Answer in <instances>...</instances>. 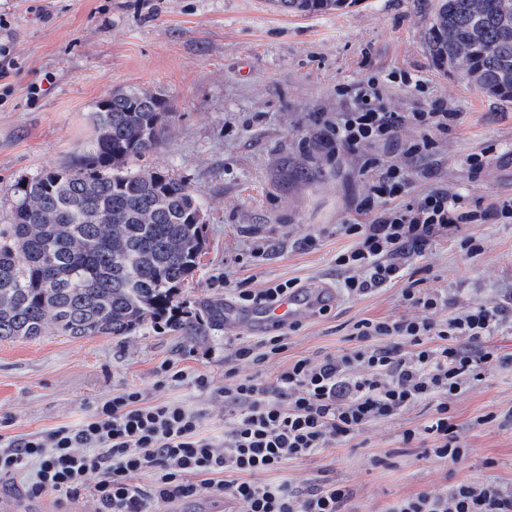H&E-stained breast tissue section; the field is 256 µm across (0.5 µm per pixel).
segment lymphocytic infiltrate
Masks as SVG:
<instances>
[{
	"mask_svg": "<svg viewBox=\"0 0 512 512\" xmlns=\"http://www.w3.org/2000/svg\"><path fill=\"white\" fill-rule=\"evenodd\" d=\"M338 93L348 105L336 116L319 115L318 145L333 163L356 156L368 186L356 205L359 221L343 227L352 244L336 256L347 295L403 279L402 258L425 256L460 225L512 223V198L469 204L438 186L413 196L409 171L383 158L386 150L428 157L456 113L438 102L416 112L392 111L376 76L340 85ZM408 126L417 137L401 139ZM402 297L420 308L421 317L362 319L353 326L349 351L293 360L273 381L238 376L231 365L221 388L196 375V389L235 410L224 423L223 451H216L196 411L176 401H149L127 386L78 427L0 442V475L28 474L25 491L32 497L51 490L70 500L91 492L100 512H150L156 504L205 494L224 496L246 512H348L353 492L346 486L327 483L301 492L254 476L350 443L372 424L397 419L423 401L432 412L422 430L404 432L403 443L425 435L433 441L426 456L459 464L468 451L457 442L451 403L485 371L512 359L493 343L512 332V306L489 302L451 313L437 288L407 287ZM145 472L152 482L144 487L135 478ZM387 512H512V487L461 481L438 493L402 497Z\"/></svg>",
	"mask_w": 512,
	"mask_h": 512,
	"instance_id": "1",
	"label": "lymphocytic infiltrate"
}]
</instances>
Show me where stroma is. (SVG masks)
Listing matches in <instances>:
<instances>
[{
	"label": "stroma",
	"mask_w": 512,
	"mask_h": 512,
	"mask_svg": "<svg viewBox=\"0 0 512 512\" xmlns=\"http://www.w3.org/2000/svg\"><path fill=\"white\" fill-rule=\"evenodd\" d=\"M0 0L11 23L19 68L0 98V224L7 223L18 182L71 162L93 133L98 102L130 87L161 91L175 106L164 142L146 166L187 182L207 214V250L182 293L183 300L231 298V285L263 288L295 281L336 289L323 313L303 314L288 329L287 350L262 363L241 361L239 375L273 379L289 361L348 351L353 325L365 318L412 316L400 284L362 296L340 292L335 259L350 238L338 227L356 216L367 191L355 156L326 161L316 146L320 113L346 102L340 84L375 70H406L427 82L419 93L397 83L383 88L394 111L413 112L435 99L458 115L434 155L405 164L414 191L434 186L472 201L512 197V104L485 96L437 67L426 34L430 0H357L333 14L300 16L274 0ZM496 151L479 178L466 158L486 146ZM473 237L483 251L465 256L455 239ZM425 257H409L406 281L444 288L456 309L491 301L512 303V223L464 224ZM267 255L255 257L257 245ZM249 329L205 340L153 326L121 337L72 338L46 326L32 340L0 342V436L40 434L77 425L102 399L131 386L153 401L178 400L198 410L204 429L224 433L231 410L198 391L191 376L224 385V363L237 344L258 343ZM174 363L189 379L158 386L155 370ZM431 412L422 402L392 421L369 427L348 444L325 448L276 473L305 491L325 481L353 490L350 512H387L400 498L437 492L463 480L496 479L512 486V362L485 372L458 396L452 412L467 458L446 466L425 457L430 441L404 444ZM22 477H0V504L32 512H97L87 494L60 505L52 491L32 498Z\"/></svg>",
	"instance_id": "stroma-1"
}]
</instances>
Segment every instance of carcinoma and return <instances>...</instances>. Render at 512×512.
I'll return each instance as SVG.
<instances>
[{
  "label": "carcinoma",
  "mask_w": 512,
  "mask_h": 512,
  "mask_svg": "<svg viewBox=\"0 0 512 512\" xmlns=\"http://www.w3.org/2000/svg\"><path fill=\"white\" fill-rule=\"evenodd\" d=\"M326 14L356 0H275ZM427 45L435 64L481 94L512 102V0H433ZM160 92L102 100L94 134L68 165L19 185L0 224V342L129 336L151 323L178 335L224 331V300H180L207 248L205 213L188 184L135 162L172 121Z\"/></svg>",
  "instance_id": "carcinoma-1"
}]
</instances>
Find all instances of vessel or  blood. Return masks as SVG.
I'll return each mask as SVG.
<instances>
[{
	"mask_svg": "<svg viewBox=\"0 0 512 512\" xmlns=\"http://www.w3.org/2000/svg\"><path fill=\"white\" fill-rule=\"evenodd\" d=\"M328 297L326 288L318 285L312 287L305 297L284 299L270 310L262 307L244 308L228 300L224 303V326L233 329L247 324L260 331H282L293 324L303 311L317 309Z\"/></svg>",
	"mask_w": 512,
	"mask_h": 512,
	"instance_id": "1",
	"label": "vessel or blood"
}]
</instances>
